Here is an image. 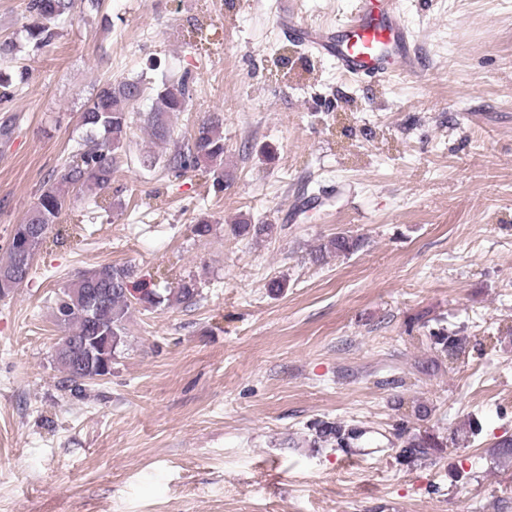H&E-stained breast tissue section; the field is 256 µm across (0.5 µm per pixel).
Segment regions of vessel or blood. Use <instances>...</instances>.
Here are the masks:
<instances>
[{"label": "vessel or blood", "mask_w": 512, "mask_h": 512, "mask_svg": "<svg viewBox=\"0 0 512 512\" xmlns=\"http://www.w3.org/2000/svg\"><path fill=\"white\" fill-rule=\"evenodd\" d=\"M280 26L297 42L329 57L345 74L379 80L420 74L419 56L400 18L399 0H355L348 20L329 28L308 27L285 11Z\"/></svg>", "instance_id": "1"}]
</instances>
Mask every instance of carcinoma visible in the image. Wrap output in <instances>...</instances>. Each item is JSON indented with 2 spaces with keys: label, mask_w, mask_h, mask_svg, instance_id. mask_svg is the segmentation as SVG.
<instances>
[{
  "label": "carcinoma",
  "mask_w": 512,
  "mask_h": 512,
  "mask_svg": "<svg viewBox=\"0 0 512 512\" xmlns=\"http://www.w3.org/2000/svg\"><path fill=\"white\" fill-rule=\"evenodd\" d=\"M28 22L23 27L26 45L38 51L52 45L57 39L58 22L71 16L75 0H27ZM29 74L22 66L0 69V105L12 103L27 83ZM146 87L139 80H120L99 87L79 115L85 139L72 152L64 165L60 180L44 183L32 209L23 223L11 231L7 258L0 261V298L10 295L29 277L35 254L47 241L61 215L71 205L69 189L98 194L110 187L116 171L117 152L129 139L135 119L143 120L151 135L160 140L171 138L169 114L185 110L190 100L186 78L165 80L154 89L155 104L139 117L130 112V106L142 98ZM224 116L210 113L198 124L194 135L174 142L167 154L146 155L140 163L160 167L178 175L213 168V185H224ZM237 237L262 241L277 232V225L254 222L249 217L231 225ZM361 246L358 238L338 233L319 244L312 258L321 261L329 254L347 255ZM135 270L130 265H101L78 273L75 279L57 294L52 307L53 318L61 330L55 348V359L64 378L61 388L73 395L99 380L104 375L100 368L82 365L83 342L94 339L100 353L111 359L123 345L126 327L136 306L154 308L164 302L192 305L201 296L198 282L190 277L178 287L160 294L146 286H137ZM102 289L107 292L104 305L93 311L89 308L88 293ZM426 455V447L414 440L402 448L401 458L412 462Z\"/></svg>",
  "instance_id": "obj_1"
}]
</instances>
